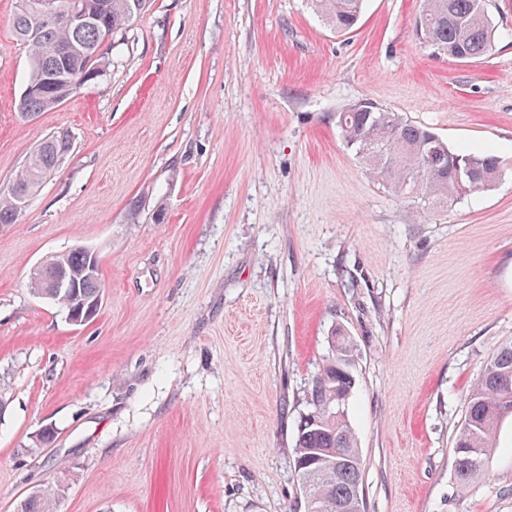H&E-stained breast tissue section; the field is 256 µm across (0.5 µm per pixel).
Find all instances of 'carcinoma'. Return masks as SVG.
Masks as SVG:
<instances>
[{"label": "carcinoma", "instance_id": "1", "mask_svg": "<svg viewBox=\"0 0 512 512\" xmlns=\"http://www.w3.org/2000/svg\"><path fill=\"white\" fill-rule=\"evenodd\" d=\"M39 0H19L13 18L17 40L28 48L30 93L18 106L26 117L50 111L60 80L96 79L112 52L117 35L148 8L150 0H55L59 9L77 5L98 16L97 24L77 28L57 17H38ZM363 0H311L313 7L338 33L358 23ZM420 43L433 54L468 62L487 55L495 24L489 0H423L419 14ZM346 144L361 158L368 174L396 194L428 208L460 196L458 173L467 193L494 187L505 174L490 149L455 151L428 127L373 104L359 112L336 116ZM70 136L58 132L42 141L13 179L0 187V224H14L21 213L19 197L34 195L44 179L58 169L61 153H69ZM84 251L71 248L45 259L34 274L36 295L49 294V275L59 267L75 279L74 292L92 301L103 290L100 274L89 273ZM331 357L323 364L310 392V411L297 425L293 460L300 507L313 503L315 512H357L362 459L345 411L354 390L356 349L343 330L331 336ZM512 415V342L501 344L486 362L467 395L464 421L455 442V481L459 489L489 464L497 429ZM56 492L48 487L25 497L17 512H54Z\"/></svg>", "mask_w": 512, "mask_h": 512}]
</instances>
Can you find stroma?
<instances>
[{"label":"stroma","instance_id":"1","mask_svg":"<svg viewBox=\"0 0 512 512\" xmlns=\"http://www.w3.org/2000/svg\"><path fill=\"white\" fill-rule=\"evenodd\" d=\"M16 6L0 183L55 132L73 148L0 224V512L50 485L56 512H291L337 328L364 512H512L511 416L488 469L454 478L465 396L512 340V0L469 63L419 43L421 0H365L345 34L308 0H153L105 76L33 118ZM362 100L493 147L504 177L417 209L347 147L336 114ZM75 246L104 285L83 325L30 288Z\"/></svg>","mask_w":512,"mask_h":512}]
</instances>
